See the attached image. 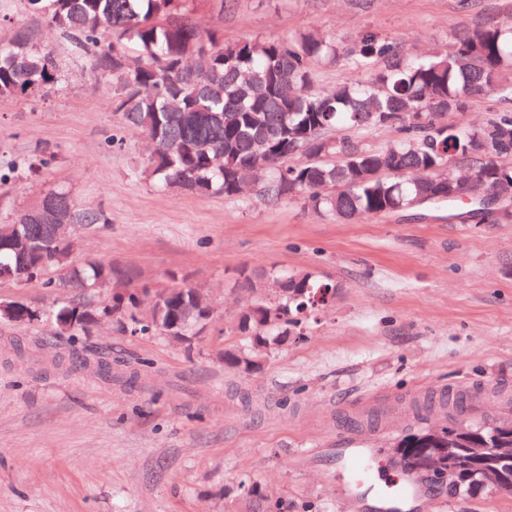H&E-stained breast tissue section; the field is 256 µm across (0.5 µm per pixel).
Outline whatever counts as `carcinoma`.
<instances>
[{"label":"carcinoma","instance_id":"1","mask_svg":"<svg viewBox=\"0 0 512 512\" xmlns=\"http://www.w3.org/2000/svg\"><path fill=\"white\" fill-rule=\"evenodd\" d=\"M78 49L92 56V70L112 77L115 110L125 125L153 137L146 166L161 186L206 196L238 194L251 182L265 184L273 201L294 200L338 221L395 213L458 190L452 165H467L489 188L512 193V112L481 126L450 123V114L467 111L493 94L512 101V23L488 22L458 34L450 49L436 47L423 56L400 53L368 32L345 43L313 32L286 41L244 39L224 45L203 36L178 14V0H24ZM25 44L0 46V97H11L57 81L51 53L37 47L29 32ZM191 56L204 59L203 96L182 86L179 69ZM343 63L361 77L328 88L313 87L311 65ZM339 127L358 131L395 128L399 137L370 149L343 137ZM56 209L31 227V253L19 262L11 249L0 251V266L13 280L29 282L50 269L69 268L66 239L53 228L59 213L72 211L80 225L104 224L102 211L77 206L69 192L52 190ZM78 288L112 291V315L122 331L164 334L177 342L198 335L209 316L205 295L193 288L154 292L129 286L112 266L89 263L70 271ZM245 287L263 294L241 309L236 332L250 353L224 349L226 365L259 368L282 337L301 334L309 290L336 293V284L310 272L271 269L260 285L245 277ZM97 311L66 302L54 320L71 323L68 335L96 321ZM104 379L132 384L138 372L96 359ZM512 444V429L496 419L463 424L450 417L442 428L422 427L397 444L402 463L415 472L434 463L455 472L448 489L458 495L512 493L481 483L467 448ZM453 455H448V449Z\"/></svg>","mask_w":512,"mask_h":512}]
</instances>
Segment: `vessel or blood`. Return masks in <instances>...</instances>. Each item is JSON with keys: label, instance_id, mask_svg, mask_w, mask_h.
Listing matches in <instances>:
<instances>
[{"label": "vessel or blood", "instance_id": "vessel-or-blood-1", "mask_svg": "<svg viewBox=\"0 0 512 512\" xmlns=\"http://www.w3.org/2000/svg\"><path fill=\"white\" fill-rule=\"evenodd\" d=\"M336 493L339 497L351 496L355 490L374 493L386 505L403 504L417 494V483L409 471H402L399 478L391 480L376 466L371 450L340 448L336 451Z\"/></svg>", "mask_w": 512, "mask_h": 512}]
</instances>
